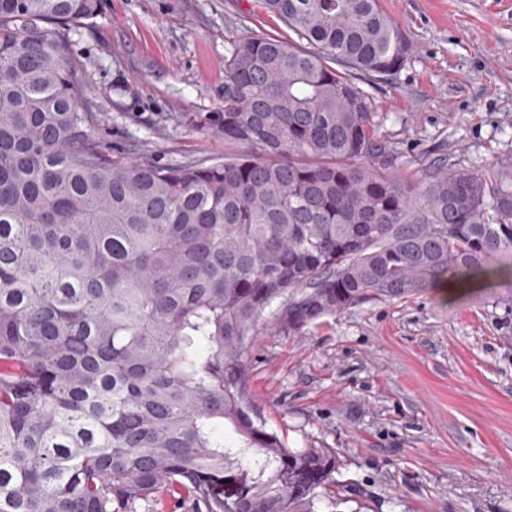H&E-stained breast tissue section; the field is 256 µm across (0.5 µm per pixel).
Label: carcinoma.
I'll list each match as a JSON object with an SVG mask.
<instances>
[{
    "instance_id": "cac0c4a2",
    "label": "carcinoma",
    "mask_w": 512,
    "mask_h": 512,
    "mask_svg": "<svg viewBox=\"0 0 512 512\" xmlns=\"http://www.w3.org/2000/svg\"><path fill=\"white\" fill-rule=\"evenodd\" d=\"M288 38L224 54V158H111L63 31L98 0H0V512H340L245 355L370 299L512 273V150L416 180L354 81L410 44L379 0H259ZM141 512H196L195 502L188 497L174 498L165 492L156 494L153 500Z\"/></svg>"
}]
</instances>
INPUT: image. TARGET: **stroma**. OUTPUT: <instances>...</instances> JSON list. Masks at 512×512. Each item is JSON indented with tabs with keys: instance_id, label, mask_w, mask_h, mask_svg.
I'll return each instance as SVG.
<instances>
[{
	"instance_id": "35a3bbf8",
	"label": "stroma",
	"mask_w": 512,
	"mask_h": 512,
	"mask_svg": "<svg viewBox=\"0 0 512 512\" xmlns=\"http://www.w3.org/2000/svg\"><path fill=\"white\" fill-rule=\"evenodd\" d=\"M68 31L107 154L219 158L230 39L282 34L256 0H99ZM411 45L369 91L399 169L512 149V0H380ZM250 396L289 447L337 449L344 512H512V277L449 301L373 299L246 359Z\"/></svg>"
}]
</instances>
